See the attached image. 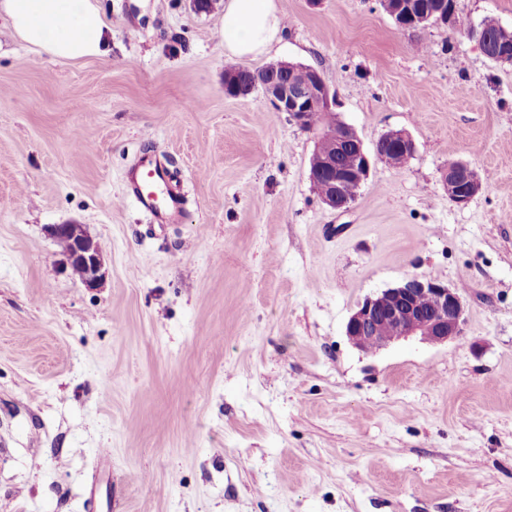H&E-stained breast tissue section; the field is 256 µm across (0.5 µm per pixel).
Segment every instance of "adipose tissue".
Listing matches in <instances>:
<instances>
[{"label":"adipose tissue","instance_id":"adipose-tissue-1","mask_svg":"<svg viewBox=\"0 0 512 512\" xmlns=\"http://www.w3.org/2000/svg\"><path fill=\"white\" fill-rule=\"evenodd\" d=\"M36 55L80 61L107 53L98 0H0V19ZM282 31L275 0H224L221 37L226 55L255 59L269 52Z\"/></svg>","mask_w":512,"mask_h":512}]
</instances>
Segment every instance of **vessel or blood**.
Returning a JSON list of instances; mask_svg holds the SVG:
<instances>
[{"mask_svg": "<svg viewBox=\"0 0 512 512\" xmlns=\"http://www.w3.org/2000/svg\"><path fill=\"white\" fill-rule=\"evenodd\" d=\"M125 197L160 224L175 222L182 212V198L168 169L153 155L140 157L129 175Z\"/></svg>", "mask_w": 512, "mask_h": 512, "instance_id": "b4317fda", "label": "vessel or blood"}]
</instances>
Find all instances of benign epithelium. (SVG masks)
Segmentation results:
<instances>
[{
	"mask_svg": "<svg viewBox=\"0 0 512 512\" xmlns=\"http://www.w3.org/2000/svg\"><path fill=\"white\" fill-rule=\"evenodd\" d=\"M385 10L404 29L428 26L431 20L455 26L458 13L456 0L438 10L423 11L414 0H382ZM484 55L496 63L512 62V47L499 39L496 42L478 34ZM266 78L261 88L271 105L297 125L307 127L308 113L314 108L331 109L333 97L322 75L315 69L287 61L272 62L264 67ZM324 141L322 167L310 173L321 174L325 182L320 197L323 204L334 210H346L355 200L357 191L370 171V157L354 128L345 123L331 122L320 133ZM352 147L356 151L354 166L336 162V149ZM414 152V143L404 131H389L376 143L375 158L394 164V153ZM444 188L451 200L467 204L482 188L479 174L468 163L460 161L442 174ZM53 235L67 242L64 265L83 269L82 281L94 286L101 277L100 247L81 224H61L53 227ZM465 307L459 289L425 281L417 276L406 278L393 288L366 298L350 316L346 335L362 351H376L401 339L416 336L431 344H443L461 336L465 323Z\"/></svg>",
	"mask_w": 512,
	"mask_h": 512,
	"instance_id": "obj_1",
	"label": "benign epithelium"
}]
</instances>
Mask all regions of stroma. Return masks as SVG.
<instances>
[{"label": "stroma", "instance_id": "35a3bbf8", "mask_svg": "<svg viewBox=\"0 0 512 512\" xmlns=\"http://www.w3.org/2000/svg\"><path fill=\"white\" fill-rule=\"evenodd\" d=\"M100 3L110 51L77 63L0 25V512H512V66L379 0H278L251 68L312 66L367 150L415 145L340 212L318 131L226 94L221 10ZM145 152L177 223L123 200ZM458 160L484 179L464 205ZM58 224L98 242V287ZM410 276L460 289L461 336L353 346L358 305ZM393 143L394 151L413 154L414 143L404 131H389L383 134L376 143L375 158L381 162L394 165V153L387 152L385 145ZM397 154V166H405L412 155ZM444 188L448 197L459 205L467 204L482 188L479 174L468 163L459 161L455 167L449 166L442 174ZM467 185L468 192L460 189Z\"/></svg>", "mask_w": 512, "mask_h": 512}]
</instances>
